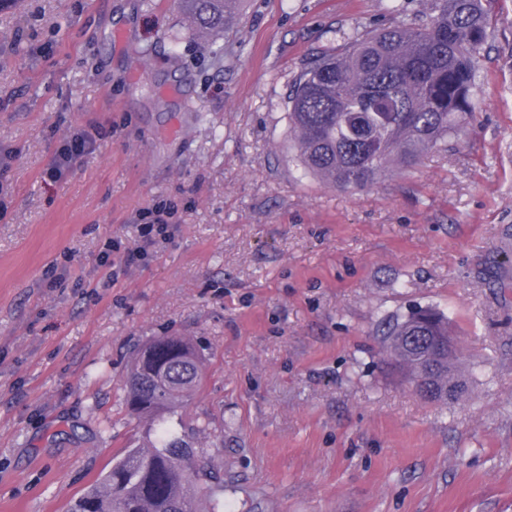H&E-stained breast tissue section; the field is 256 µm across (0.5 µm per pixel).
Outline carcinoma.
Returning <instances> with one entry per match:
<instances>
[{
    "label": "carcinoma",
    "mask_w": 512,
    "mask_h": 512,
    "mask_svg": "<svg viewBox=\"0 0 512 512\" xmlns=\"http://www.w3.org/2000/svg\"><path fill=\"white\" fill-rule=\"evenodd\" d=\"M426 23L358 35L342 54L313 58L289 100V135L305 173L339 188L372 185L388 169L409 166L446 142L474 112L473 87L487 35L483 0H434ZM239 0H175L187 33L224 57V28ZM393 370L421 397L425 387L448 403L469 394L457 350L422 347L414 336L448 338V318L421 308L382 322ZM164 369L169 385L149 371ZM206 374V356L185 336H154L124 377L125 402L147 423L138 443L112 458L105 473L67 512H224V487L201 467L190 433L201 429L185 404Z\"/></svg>",
    "instance_id": "1"
}]
</instances>
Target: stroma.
<instances>
[{
  "mask_svg": "<svg viewBox=\"0 0 512 512\" xmlns=\"http://www.w3.org/2000/svg\"><path fill=\"white\" fill-rule=\"evenodd\" d=\"M243 0L213 60L173 0L0 6V512H67L143 426L140 344L192 338L200 461L233 512H512V0H489L479 108L364 189L304 174L288 98L310 60L432 0ZM98 150L42 171L71 128ZM172 233L137 265L140 214ZM63 272L49 287L45 273ZM444 312L470 393L432 403L380 323Z\"/></svg>",
  "mask_w": 512,
  "mask_h": 512,
  "instance_id": "stroma-1",
  "label": "stroma"
}]
</instances>
